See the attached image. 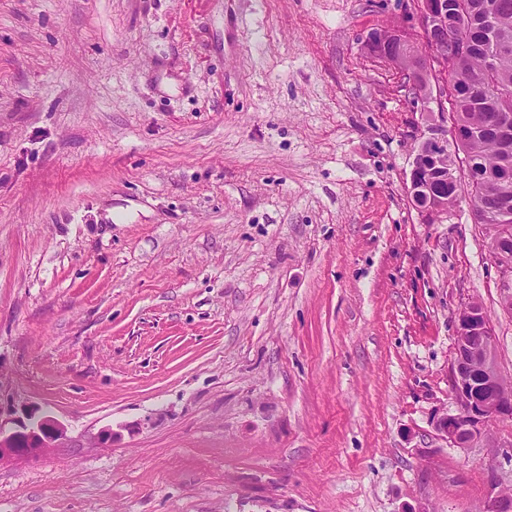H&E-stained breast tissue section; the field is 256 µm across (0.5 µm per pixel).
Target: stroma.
<instances>
[{
	"label": "stroma",
	"instance_id": "stroma-1",
	"mask_svg": "<svg viewBox=\"0 0 512 512\" xmlns=\"http://www.w3.org/2000/svg\"><path fill=\"white\" fill-rule=\"evenodd\" d=\"M404 0H0V413L65 447L0 512H487L512 420L436 419L460 310L512 381L467 202L405 182L435 103L361 45ZM112 429L111 443L97 441Z\"/></svg>",
	"mask_w": 512,
	"mask_h": 512
}]
</instances>
